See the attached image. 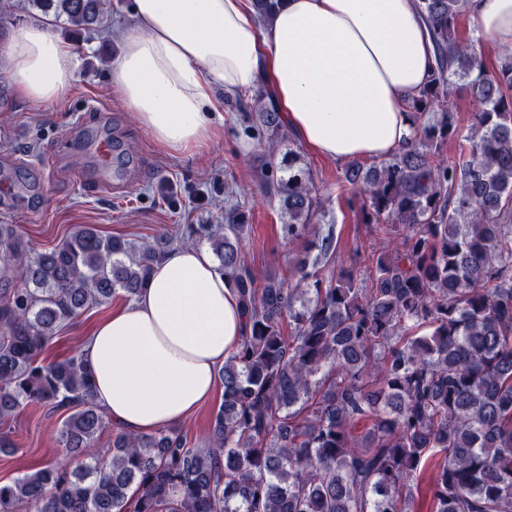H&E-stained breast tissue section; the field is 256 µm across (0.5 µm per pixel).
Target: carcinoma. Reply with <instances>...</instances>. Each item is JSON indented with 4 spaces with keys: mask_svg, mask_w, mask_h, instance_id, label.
<instances>
[{
    "mask_svg": "<svg viewBox=\"0 0 512 512\" xmlns=\"http://www.w3.org/2000/svg\"><path fill=\"white\" fill-rule=\"evenodd\" d=\"M74 38L100 21L101 0H29ZM435 45L432 78L409 108L414 132L394 154L344 170L348 205L383 235L366 285L338 263L336 239L311 241L287 283L243 259L249 223L231 203L222 224H188L209 244L247 319L224 361L222 401L206 443L174 429L112 434L107 458L73 464L108 428L81 353L45 362L63 325L122 292L134 299L172 238L144 246L85 225L34 257L15 224H0V419L30 404L64 408L65 455L0 482V512H414L433 466V512H512V53L486 69L479 39L456 36L467 0H416ZM481 109L463 157L458 82ZM235 136L259 140L267 193L306 238L324 213L310 170L288 151L268 97L229 100ZM250 111L245 112L243 108ZM364 424L358 435L354 427Z\"/></svg>",
    "mask_w": 512,
    "mask_h": 512,
    "instance_id": "obj_1",
    "label": "carcinoma"
}]
</instances>
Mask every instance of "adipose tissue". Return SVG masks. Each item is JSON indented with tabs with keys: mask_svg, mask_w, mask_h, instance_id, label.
<instances>
[{
	"mask_svg": "<svg viewBox=\"0 0 512 512\" xmlns=\"http://www.w3.org/2000/svg\"><path fill=\"white\" fill-rule=\"evenodd\" d=\"M478 31L512 46V0H469ZM111 84L162 148L212 141L226 98L264 90L316 154L379 159L412 135L409 102L428 84L434 44L415 0H280L260 23L251 0H133ZM16 92L63 97L78 51L48 25L5 48ZM246 318L212 256L172 248L146 287L112 311L82 350L107 422L131 434L181 425L214 394Z\"/></svg>",
	"mask_w": 512,
	"mask_h": 512,
	"instance_id": "1",
	"label": "adipose tissue"
}]
</instances>
